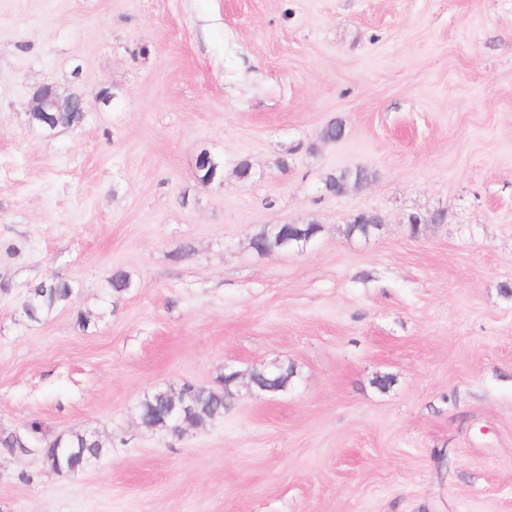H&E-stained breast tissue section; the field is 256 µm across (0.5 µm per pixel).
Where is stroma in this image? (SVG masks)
<instances>
[{"label":"stroma","mask_w":512,"mask_h":512,"mask_svg":"<svg viewBox=\"0 0 512 512\" xmlns=\"http://www.w3.org/2000/svg\"><path fill=\"white\" fill-rule=\"evenodd\" d=\"M42 83L80 124H29ZM57 277L73 300L21 318ZM187 381L223 415L142 425ZM34 420L106 448L0 446V512H512V0H0V436ZM88 106L89 101L84 95L78 93L65 95L61 93L53 83H43L34 88L32 92L29 112L31 114L47 112L62 113H53L50 117L52 123H54L52 129L42 122L43 118L41 116L36 117L29 113L32 122L29 121L32 125L36 123L51 134L58 128H67L79 124L83 119V115L80 112L84 114ZM56 117L58 118L57 122H55ZM371 177V173L366 169L342 170L328 174L324 180V186L326 190L335 188L336 194V187H346L348 189L350 186H360ZM308 228L317 230L318 233L319 228L316 224H276L271 231L262 232L256 235L257 246L255 250L258 253L263 254L273 253L275 251L281 250V247L279 246L280 240L281 245L285 249H303L307 247V245L311 242V237L314 233L309 234L307 237L305 235H291ZM286 232H288V236L290 237H283L281 239L282 234ZM142 423L148 428H160L176 432L169 421L163 422L162 415L171 405V393L158 389L141 401ZM50 444L44 448L45 461L51 467L56 457L71 472L83 470L89 459L99 457L104 444L99 435L90 437L86 430L75 431L67 436L49 439Z\"/></svg>","instance_id":"stroma-1"}]
</instances>
